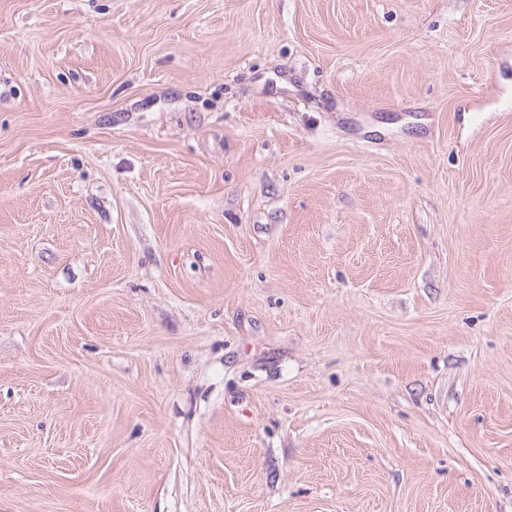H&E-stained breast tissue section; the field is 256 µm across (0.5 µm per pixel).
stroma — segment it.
I'll return each mask as SVG.
<instances>
[{
  "label": "stroma",
  "instance_id": "1",
  "mask_svg": "<svg viewBox=\"0 0 512 512\" xmlns=\"http://www.w3.org/2000/svg\"><path fill=\"white\" fill-rule=\"evenodd\" d=\"M0 512H512V0H0Z\"/></svg>",
  "mask_w": 512,
  "mask_h": 512
}]
</instances>
